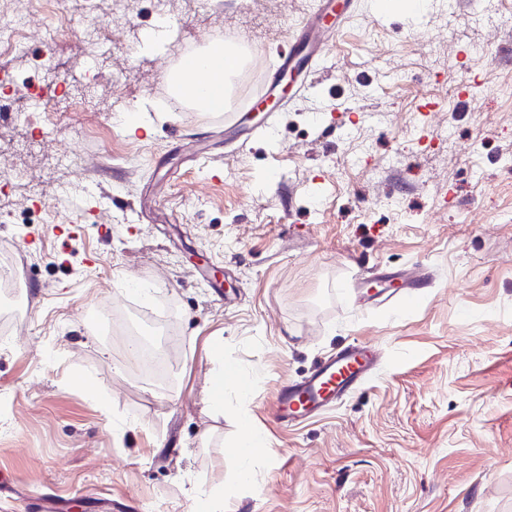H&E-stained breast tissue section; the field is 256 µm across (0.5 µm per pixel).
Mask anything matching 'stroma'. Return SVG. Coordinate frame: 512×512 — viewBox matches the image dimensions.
I'll return each instance as SVG.
<instances>
[{
	"mask_svg": "<svg viewBox=\"0 0 512 512\" xmlns=\"http://www.w3.org/2000/svg\"><path fill=\"white\" fill-rule=\"evenodd\" d=\"M316 0H97L74 33L0 56L52 96L94 79L101 109L52 112L20 148L25 91L0 87V250L16 255L29 310L0 321V512L50 495L82 512H512V26L488 58L485 0L422 20L394 6L355 17L314 76L241 145L224 116L174 112L169 65L192 46L260 22L274 60ZM177 31L138 52L160 19ZM106 52L99 71L80 29ZM119 30L120 42L109 40ZM453 55H445L449 37ZM437 52L435 65L421 55ZM460 92L451 144L436 140L438 91ZM142 122L128 127V116ZM202 131L196 151L180 138ZM21 167L12 183L5 172ZM97 197L98 228L65 235ZM430 273L411 306L361 308L358 270ZM172 307L170 365L129 356L140 310ZM375 345L376 374L291 429L270 415L279 384L329 353ZM224 408L206 402L223 368ZM260 442L249 456L244 429Z\"/></svg>",
	"mask_w": 512,
	"mask_h": 512,
	"instance_id": "1",
	"label": "stroma"
}]
</instances>
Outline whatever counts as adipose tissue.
<instances>
[{
  "instance_id": "1",
  "label": "adipose tissue",
  "mask_w": 512,
  "mask_h": 512,
  "mask_svg": "<svg viewBox=\"0 0 512 512\" xmlns=\"http://www.w3.org/2000/svg\"><path fill=\"white\" fill-rule=\"evenodd\" d=\"M207 65L212 74L210 83L201 82L199 70L193 65L179 69L175 79L185 100L201 98L205 100L210 110L220 111L228 101V89L224 79L237 70L240 58L236 53L228 50L224 52L222 58L208 60Z\"/></svg>"
}]
</instances>
